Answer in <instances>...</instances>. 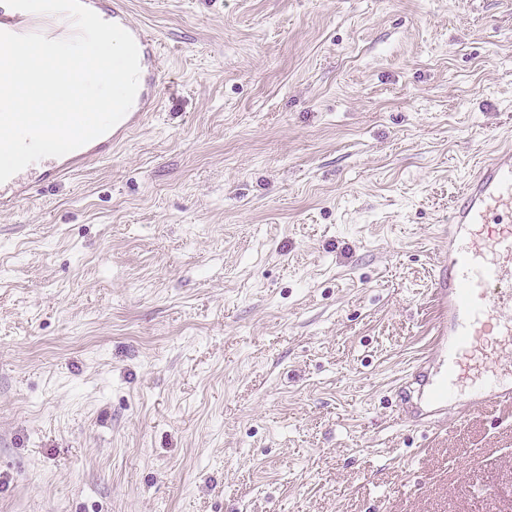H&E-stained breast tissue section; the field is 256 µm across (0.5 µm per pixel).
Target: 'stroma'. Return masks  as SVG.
I'll use <instances>...</instances> for the list:
<instances>
[{
    "mask_svg": "<svg viewBox=\"0 0 512 512\" xmlns=\"http://www.w3.org/2000/svg\"><path fill=\"white\" fill-rule=\"evenodd\" d=\"M129 2L158 111L0 211V512H512V409L392 400L512 0Z\"/></svg>",
    "mask_w": 512,
    "mask_h": 512,
    "instance_id": "obj_1",
    "label": "stroma"
}]
</instances>
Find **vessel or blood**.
I'll return each instance as SVG.
<instances>
[{"label":"vessel or blood","instance_id":"1","mask_svg":"<svg viewBox=\"0 0 512 512\" xmlns=\"http://www.w3.org/2000/svg\"><path fill=\"white\" fill-rule=\"evenodd\" d=\"M136 42L140 76L134 103L107 133L60 157H46L0 183V208L35 187L52 184L91 163L143 125L163 95L160 42L130 16L128 0H83ZM0 31L39 32L52 39L74 35L63 16L32 14L0 2ZM436 248L432 300L436 312L430 353L396 388L402 420L430 425L449 409L512 404V370L500 354L512 349V292L493 286L512 277V149L471 172Z\"/></svg>","mask_w":512,"mask_h":512}]
</instances>
